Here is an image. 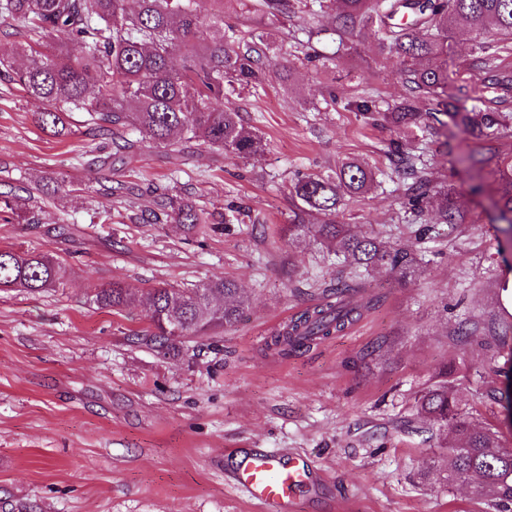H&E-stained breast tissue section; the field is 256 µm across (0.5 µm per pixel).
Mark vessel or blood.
<instances>
[{
  "instance_id": "obj_1",
  "label": "vessel or blood",
  "mask_w": 512,
  "mask_h": 512,
  "mask_svg": "<svg viewBox=\"0 0 512 512\" xmlns=\"http://www.w3.org/2000/svg\"><path fill=\"white\" fill-rule=\"evenodd\" d=\"M231 484L262 512H297L322 478L307 457L283 449L235 448Z\"/></svg>"
}]
</instances>
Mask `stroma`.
Here are the masks:
<instances>
[{"mask_svg":"<svg viewBox=\"0 0 512 512\" xmlns=\"http://www.w3.org/2000/svg\"><path fill=\"white\" fill-rule=\"evenodd\" d=\"M255 5L236 0L224 11L225 25L271 29L280 63L263 88L228 102L266 143L247 160L190 144L174 153L139 142L120 153L110 143L112 181L132 192L109 198L81 155L93 139L87 112H70V135L54 138L34 121L42 103L0 82V180L36 188L72 229L65 241L49 224L0 223V245L48 251L68 269L63 288L0 292V512H257L230 485L229 448L307 456L340 512H496L440 472L419 479L431 443L412 403L453 365L462 412L512 448L506 405L487 397L512 390V352L492 340L512 275L494 192L512 127L477 138L440 114L408 139L418 167L456 193L462 223H437L406 203L389 155L394 129L355 108L371 100L383 110L407 94L374 29L336 34L326 13L274 25ZM475 43L467 27L448 34L450 96L469 90ZM477 152L488 160L481 170L468 161ZM345 159L367 163L376 184L346 200L342 222L417 250L416 276L363 277L311 237L283 238L297 176ZM49 172L67 175L74 194L53 195ZM175 183L221 232L199 244L179 225L142 222ZM213 275L240 283L247 314L176 358L131 342L130 330L149 324L144 309L116 314L93 302L115 281L183 288ZM339 282L364 303L358 320L307 350L269 347L271 326ZM462 322L474 332L466 342L455 334Z\"/></svg>","mask_w":512,"mask_h":512,"instance_id":"1","label":"stroma"}]
</instances>
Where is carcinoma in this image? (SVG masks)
<instances>
[{
  "mask_svg": "<svg viewBox=\"0 0 512 512\" xmlns=\"http://www.w3.org/2000/svg\"><path fill=\"white\" fill-rule=\"evenodd\" d=\"M0 0V81L21 86L41 100L35 114L43 130H66V113L88 112L97 129L115 137L132 130L139 141L173 152L195 142L212 151L241 159L260 154L264 139L246 126L240 113L224 106V99L263 87L275 66L268 33L224 27V7L234 0H212L205 18L196 0ZM327 9L340 30L351 32L371 24L380 44L399 62L408 96L384 111L383 119L395 131L422 128L424 113L419 98L432 101L433 110L448 115V32L469 26L480 39H512V0H262V12L274 21H286L299 12ZM22 25L26 44L11 41L7 23ZM64 34L81 45L74 55L57 40ZM17 55L27 57L21 69ZM473 91L485 87L512 91V75L479 55L472 61ZM454 112L452 118L470 134L494 135L508 116L492 107ZM394 162L411 179L407 204L421 209L430 199L443 224H458L454 190L417 174L401 145H394ZM497 182L502 232L512 236V158L501 162ZM374 172L357 160H345L327 175H302L290 190L292 205L282 232L294 241L312 235L352 267L370 274L381 272L408 279L420 269L421 259L410 248L354 231L338 220L345 198L368 192ZM154 221L180 224L193 235L207 224V212L178 194H165ZM0 219L6 223L42 224L46 211L31 194L9 182L0 183ZM66 282L62 260L43 251L0 247V291L36 294L61 288ZM336 301L307 308L292 319L271 345L286 354L307 349L317 341L343 331L361 317L362 305L350 299L348 287L335 289ZM95 303L115 313L134 307L150 312V327L133 333L136 340L158 353L178 355L183 344L216 335L239 323L249 299L231 279L215 276L190 288L164 284L129 288L114 282L101 289ZM417 414L442 436L440 451L426 460L421 477H429L447 460L446 480H475L474 493L489 495L495 505L512 507V448L498 444L496 432L479 427L459 408L448 369L415 399Z\"/></svg>",
  "mask_w": 512,
  "mask_h": 512,
  "instance_id": "cac0c4a2",
  "label": "carcinoma"
}]
</instances>
